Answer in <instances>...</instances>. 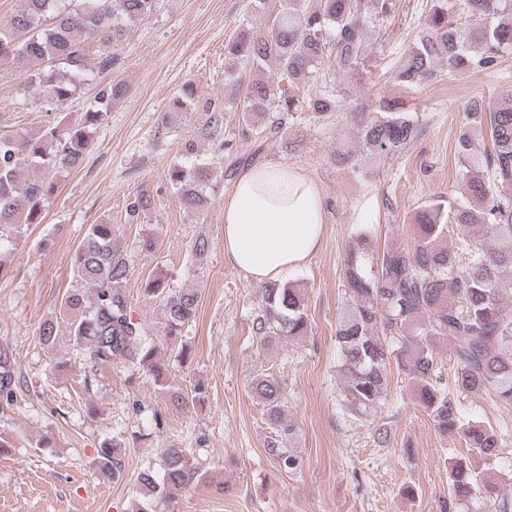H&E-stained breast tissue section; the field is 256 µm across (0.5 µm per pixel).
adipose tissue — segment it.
Listing matches in <instances>:
<instances>
[{"label": "adipose tissue", "instance_id": "ef3b65f1", "mask_svg": "<svg viewBox=\"0 0 512 512\" xmlns=\"http://www.w3.org/2000/svg\"><path fill=\"white\" fill-rule=\"evenodd\" d=\"M325 223L312 177L286 164H252L224 197V259L254 284L284 282L319 249Z\"/></svg>", "mask_w": 512, "mask_h": 512}]
</instances>
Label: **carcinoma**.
<instances>
[{"instance_id": "cac0c4a2", "label": "carcinoma", "mask_w": 512, "mask_h": 512, "mask_svg": "<svg viewBox=\"0 0 512 512\" xmlns=\"http://www.w3.org/2000/svg\"><path fill=\"white\" fill-rule=\"evenodd\" d=\"M159 0H22L7 23H0V62L25 75L24 88L35 87L50 104L62 107L87 81L88 68L112 74L120 64L119 47L129 26L154 14ZM399 0H281L278 14L264 31L244 29L224 45V55L259 71L273 61L277 79H252L240 102L242 119L260 144L284 140L294 115L324 116L339 108L330 93L299 94L325 67L337 77L355 72L365 61L370 25L396 16ZM512 52V0H463L462 16L448 0H432L413 41L391 69L390 81L414 94L441 76L494 71ZM130 86L113 78L97 83L83 121L69 124L57 115L34 130L0 131V256L19 249L25 227L42 223L59 178L80 168L90 151L93 130ZM408 100L382 97L374 109L355 107L349 117L358 127L359 145L339 144L338 166L354 168L363 150L387 158L400 156L426 132ZM224 101L204 98L190 84L167 107L165 127L176 131L178 115L203 112L199 135L224 155V175L241 163L232 141L224 138ZM465 123L455 142L457 159L467 168L461 197L427 201L417 208L410 242L371 250L370 234L356 228L346 247L344 287L348 301L336 322L338 372L343 379L336 411L349 426L374 427L379 444L387 441L383 409L388 401L391 366L405 375L416 405L441 436H454L467 453L453 458L448 498L442 512L492 503L512 512L501 500L490 471L512 460L502 455V434L492 425L466 418L461 398L493 393L512 405V289L501 287L512 276V108L471 97L462 104ZM491 141L474 151L473 136ZM210 170L205 163H178L167 170L177 203L204 214ZM153 196L139 193L127 204L132 221L149 209ZM76 286L61 299L59 316L39 327L42 344L52 346L65 334L72 346L85 348L90 375L103 366L126 364L147 372L170 403L185 412L206 397L201 382L182 388L168 383L167 368L156 360V338L175 342L198 311L199 292L173 290L161 277L149 279L144 294L159 303L163 319L155 328L134 316L125 295L130 265L115 242L114 225L93 224L71 256ZM312 331L301 291L291 281L261 286L251 335L256 345L307 336ZM448 341L449 362L439 357L435 339ZM7 360L0 359V402L12 404L16 390ZM253 398L275 436L266 448L279 468L294 472L300 458L291 448L295 425L283 418L284 389L271 368L249 382ZM126 451L112 442L96 449L93 465L100 477L117 480L125 471ZM182 448L166 450L162 475L147 468L138 477L135 512H156L199 477Z\"/></svg>"}]
</instances>
